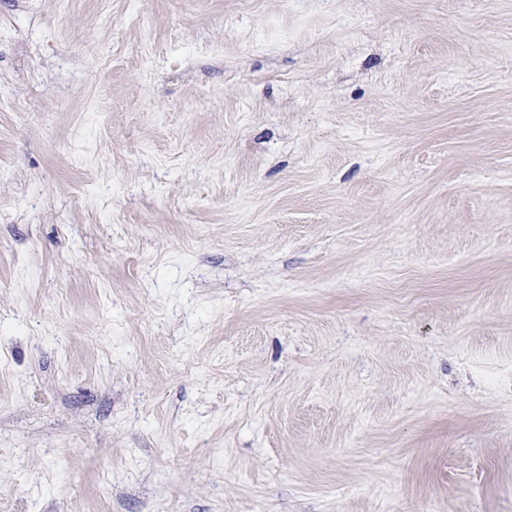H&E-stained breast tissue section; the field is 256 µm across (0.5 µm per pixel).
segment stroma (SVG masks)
<instances>
[{
    "mask_svg": "<svg viewBox=\"0 0 512 512\" xmlns=\"http://www.w3.org/2000/svg\"><path fill=\"white\" fill-rule=\"evenodd\" d=\"M0 512H512V0H0Z\"/></svg>",
    "mask_w": 512,
    "mask_h": 512,
    "instance_id": "obj_1",
    "label": "stroma"
}]
</instances>
